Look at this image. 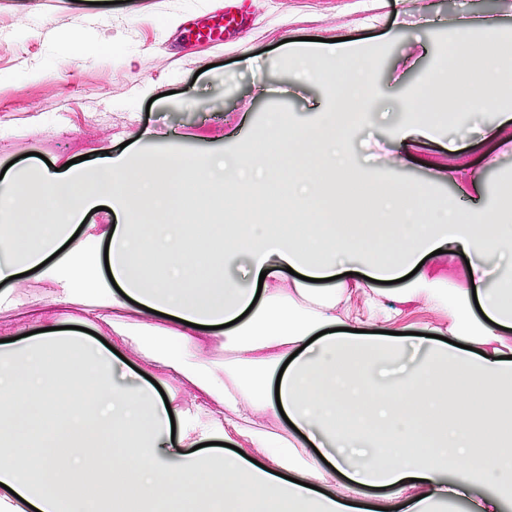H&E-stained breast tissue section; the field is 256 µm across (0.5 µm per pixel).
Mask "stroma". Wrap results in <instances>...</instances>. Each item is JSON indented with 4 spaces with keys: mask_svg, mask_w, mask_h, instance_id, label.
<instances>
[{
    "mask_svg": "<svg viewBox=\"0 0 512 512\" xmlns=\"http://www.w3.org/2000/svg\"><path fill=\"white\" fill-rule=\"evenodd\" d=\"M220 0H0V169L28 153L55 168L80 156L188 150L244 152L263 136L270 113L312 126L332 108L328 81H307L285 64L299 37L351 38L365 45L374 91L348 133L353 181L425 185L460 209L461 190L480 180L483 207L512 192V121L470 108L439 119L430 137L401 140L406 100L425 84L456 41L457 21L489 20L512 29V0H247L251 30L234 43L195 41L186 30ZM87 53L69 57L75 16ZM150 83L152 97L138 94ZM46 285L28 280L16 307L0 310V336L16 335L47 307ZM51 307V306H48ZM54 321L77 305L51 307Z\"/></svg>",
    "mask_w": 512,
    "mask_h": 512,
    "instance_id": "obj_1",
    "label": "stroma"
}]
</instances>
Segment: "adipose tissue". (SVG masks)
I'll list each match as a JSON object with an SVG mask.
<instances>
[{"mask_svg":"<svg viewBox=\"0 0 512 512\" xmlns=\"http://www.w3.org/2000/svg\"><path fill=\"white\" fill-rule=\"evenodd\" d=\"M460 44L423 95L437 98L458 62L473 64L466 107L495 108L483 89L512 86V32L461 21ZM306 78L357 73L311 129L280 115L245 154L204 159L182 152L105 156L63 171L32 169L0 185V308L18 303L19 276L35 271L54 304L81 305L77 329L0 343V512H363L347 495L361 487L421 497L404 512H429L456 487L481 485L479 512H500L497 489L512 484V277L489 288L480 269L449 294L417 269L436 250L512 258V202L463 213L408 182L358 184L346 175L345 137L373 86L352 44L290 48ZM327 159L282 185L285 152ZM334 177L357 219L336 233L317 207V186ZM281 187L287 223L256 224L262 191ZM105 206L116 225L86 223ZM385 239L392 250L366 252ZM249 270L234 271L239 256ZM378 281L405 279L393 306L368 299L369 319L396 322L407 304L451 309L447 340L353 333L344 310L351 265ZM298 274L292 290L280 283ZM111 331L98 342L100 326ZM233 357L208 359L212 345ZM185 381L175 389L112 379L116 353ZM286 414L274 431L265 416ZM207 442L231 451L193 454ZM262 450L261 467L246 457ZM111 478L89 481L103 465ZM346 493L330 491L335 474ZM203 493L189 496L190 487Z\"/></svg>","mask_w":512,"mask_h":512,"instance_id":"obj_1","label":"adipose tissue"}]
</instances>
